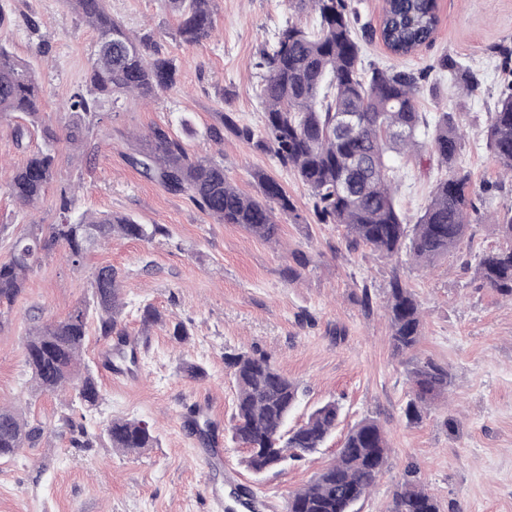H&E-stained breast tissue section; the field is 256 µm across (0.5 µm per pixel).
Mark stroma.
Instances as JSON below:
<instances>
[{
	"label": "stroma",
	"instance_id": "obj_1",
	"mask_svg": "<svg viewBox=\"0 0 512 512\" xmlns=\"http://www.w3.org/2000/svg\"><path fill=\"white\" fill-rule=\"evenodd\" d=\"M127 29L155 31L163 54L175 59L176 86L157 99L105 100L102 120L83 142L66 139L64 110L84 86L96 33L66 0H0V44L29 63L42 86L36 130L16 143L23 115L0 117V262L31 224L59 220L58 196L70 188L77 212H112L141 224L165 225L153 242L116 237L92 251L84 269L55 250L29 273L25 291L5 307L0 327V405L41 425L33 447L0 460V512H284L289 494L306 486L336 455L344 435L362 419L383 425L389 465L359 512H388L407 470H415L441 512H512V302L474 274L476 258L496 247L498 216L512 207V177L500 174L486 148L485 131L505 81L512 77L502 52L512 51V0H438L439 22L429 43L406 57L380 39L363 42L361 66L410 70L423 77L418 106L427 117L454 113L465 137L462 164L489 190L470 216L468 236L432 267L407 253L388 258L366 246L347 247L340 224L319 223L310 189L272 155L233 134L222 142L211 129L222 112L258 131L264 109L257 95L262 72L255 63L289 18L315 29L313 13L295 14L288 0H216L212 36L197 47L175 40L174 12L162 0H107ZM452 58L474 72L478 86H454L439 63ZM167 129L189 153L223 157L224 171L253 195L262 170L293 200L300 221L280 217L278 241L254 238L235 224H220L187 196L168 192L132 167L129 136L153 126ZM56 132V177L36 208H19L7 192L13 168L43 147V129ZM395 198L406 223H416L434 183L446 177L429 147L395 156ZM308 258L296 276L294 256ZM121 269L122 324L138 363L114 372L103 367V340L91 336L83 355L105 399L84 414L74 393L37 394L26 384L24 336L34 319L60 320L88 300L89 268ZM399 276L418 297L424 329L419 344L394 355L384 312L386 288ZM163 317L146 328L144 306ZM186 342L172 336L175 323ZM267 357L301 386L290 425L317 405L339 403L338 426L324 448L257 475L231 439L236 387L224 356ZM434 360L450 370L448 404L408 423L404 408L410 361ZM205 375H187L186 365ZM84 419L97 433L93 447L76 448L58 426L61 415ZM116 417L143 419L159 445L137 452L112 449L102 432ZM455 428H448V421Z\"/></svg>",
	"mask_w": 512,
	"mask_h": 512
}]
</instances>
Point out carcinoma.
I'll list each match as a JSON object with an SVG mask.
<instances>
[{"label": "carcinoma", "instance_id": "obj_1", "mask_svg": "<svg viewBox=\"0 0 512 512\" xmlns=\"http://www.w3.org/2000/svg\"><path fill=\"white\" fill-rule=\"evenodd\" d=\"M66 2L97 33L86 84L68 101L66 136L76 142L97 124L101 99L132 94L156 98L177 84V66L162 56L152 35L133 33L112 18L106 0ZM164 2L178 15L175 35L180 43L195 47L210 36L215 0ZM291 4L297 11L316 13L319 28L309 31L290 20L272 47L261 51L256 67L265 71L259 90L265 108L263 131L257 136L222 112L220 126L212 128L211 137L217 143L223 141L228 128L271 153L283 170L294 172L308 186L320 222L345 225L348 247L364 245L387 256L406 249L423 263L447 256L467 236L476 195L469 173L458 163L461 136L454 116L444 111L432 123L423 117L417 107L418 77L413 72L375 69L367 74L362 70L361 46L352 31L347 0H291ZM437 24L436 0H385L379 35L393 54L407 56L431 40ZM442 67L464 88L477 85L475 76L457 61L446 59ZM41 104L42 86L35 73L0 44V114L20 112L30 118V125L15 128L17 142L37 123ZM340 112L358 114L361 125L356 134L336 126ZM421 130L430 136L429 148L447 166L448 175L436 181L424 213L410 226L394 203L393 168L387 154L417 150ZM42 133L45 147L16 168L7 184L10 196L23 209L43 198L55 177L57 137L49 129ZM486 147L498 165L512 174V83L492 112ZM131 149L132 164L147 177L173 194L187 195L219 224H237L272 242L280 233L276 213L300 218L274 177L255 172L258 195L246 194L224 174V161L189 154L159 126L136 138ZM74 205V194L61 189L60 222L32 224L12 242L10 259L0 263V305H10L21 295L27 274L58 247L79 268L89 252L114 236L151 242L168 235L162 224H140L112 213L84 212L74 219ZM497 230L502 245L482 253L475 271L484 286L512 300V211L500 218ZM122 279V272L110 265L94 268L89 274L88 301L63 320L38 322L29 329L26 366L34 392L71 389L87 410L100 407L103 391L81 359L88 320L95 314L99 337L106 342L118 337V344L106 351L104 366L116 370L118 361L136 362L135 352L125 350L126 335L120 328ZM385 311L394 354L413 349L422 335L420 304L396 275L389 283ZM226 360L237 388L232 439L247 451L249 469L260 473L323 447L336 428L338 403L318 405L303 424L290 429L288 417L299 402V385L264 357L241 352L227 354ZM406 378L410 399L405 417L412 423L420 422L453 385L448 368L430 359L407 364ZM62 420L77 432V447L93 446L96 434L69 416ZM41 433L40 426L0 406L1 459L35 445ZM104 436L112 448L127 453L157 443L153 426L139 419L114 418ZM388 460L382 425L373 418L361 420L348 432L335 459L288 498L286 512H355V504L369 494ZM390 512H440V506L420 481L407 479L394 493Z\"/></svg>", "mask_w": 512, "mask_h": 512}]
</instances>
